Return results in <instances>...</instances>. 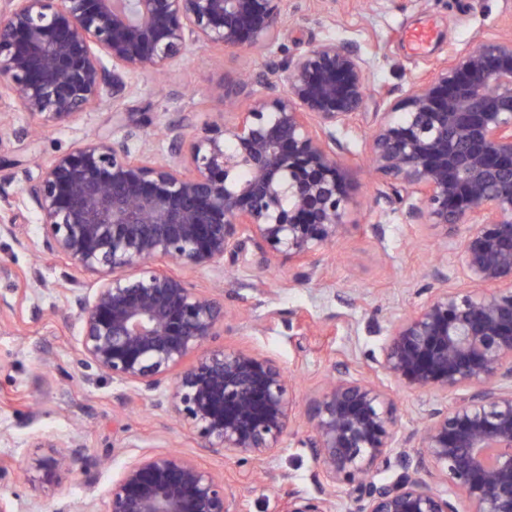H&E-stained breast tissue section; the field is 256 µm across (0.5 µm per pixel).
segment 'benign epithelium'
I'll return each mask as SVG.
<instances>
[{"label": "benign epithelium", "instance_id": "1", "mask_svg": "<svg viewBox=\"0 0 512 512\" xmlns=\"http://www.w3.org/2000/svg\"><path fill=\"white\" fill-rule=\"evenodd\" d=\"M288 18V0H0V99L41 125L124 98L133 77L163 74L192 48L274 58L236 90L214 89L222 120L165 123L163 155L127 125L33 157L38 174L16 195L0 177V204L40 215L38 247L96 280L75 298L81 364L166 407L203 451L265 464L296 412L288 374L253 350H204L228 312L177 269L227 254L247 264L252 241L265 265L323 275L350 205L344 137L370 96V66L350 40L292 53ZM379 99L361 154L379 197L445 245L466 228L473 284L430 288L392 319L379 366L406 389L467 394L429 410L419 449L398 448L390 395L340 370L306 413L319 490L288 491L281 512H334L342 486L353 512H512V27ZM71 447L35 460L43 482L82 460ZM106 512L242 508L224 479L165 449L125 466Z\"/></svg>", "mask_w": 512, "mask_h": 512}]
</instances>
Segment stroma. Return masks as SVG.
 <instances>
[{
    "label": "stroma",
    "instance_id": "stroma-1",
    "mask_svg": "<svg viewBox=\"0 0 512 512\" xmlns=\"http://www.w3.org/2000/svg\"><path fill=\"white\" fill-rule=\"evenodd\" d=\"M297 6L283 38L295 51L316 40L349 39L364 48L372 85L403 88L429 63L469 49L478 37H492L512 22V0H290ZM428 28L433 37L423 52L406 40L410 30ZM267 56L240 50H191L165 78L135 77L136 90L115 103L91 109L65 128L49 127L30 136L31 117L14 111L10 100L0 111L12 115L10 135L0 139V175L12 176L17 193L28 160L67 150L96 134L113 133V112L125 123L146 126L158 146L156 124L188 114L195 125L219 119L218 84L236 83L240 74L262 69ZM352 198L346 223L325 255L321 280L301 277L294 266L273 263L242 267L225 259L223 267L185 270L195 287L222 285L224 305L233 314L215 347H243L274 358L295 381L299 412L321 394L336 364L353 375L374 380L392 396L399 414L395 428L403 440L420 429L437 397L406 389L378 370L375 361L393 316L412 311L422 291L435 287L428 270L439 264L452 288L467 287L456 241L441 245L439 232L412 224L389 210L377 196L367 169L351 170ZM13 235L0 237V459L11 461L13 512H105L107 491L125 464L144 447L180 450L223 477L243 499L245 512H278L291 489L316 493L317 468L306 422L293 424L266 467L199 452L194 435L171 415L150 404L124 402V384L90 381L80 362V325L72 318L75 295L91 292L92 278L63 258L39 253L38 216L24 208L0 209ZM78 439L88 460L96 461V480L87 485L80 472L41 483L31 464L44 456V444Z\"/></svg>",
    "mask_w": 512,
    "mask_h": 512
}]
</instances>
